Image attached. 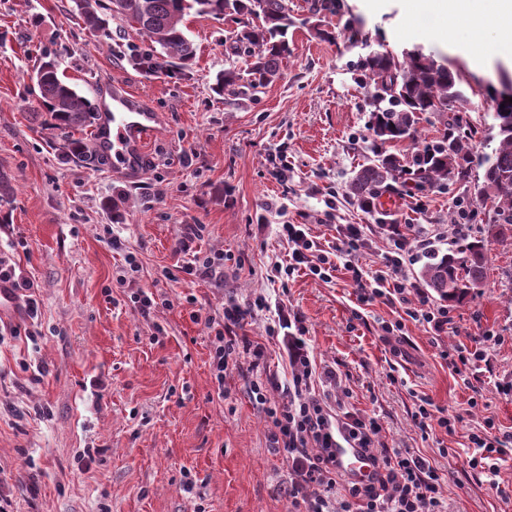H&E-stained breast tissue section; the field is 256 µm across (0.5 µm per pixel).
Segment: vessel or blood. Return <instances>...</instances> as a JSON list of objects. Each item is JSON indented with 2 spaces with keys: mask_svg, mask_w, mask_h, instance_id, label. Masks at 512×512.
<instances>
[{
  "mask_svg": "<svg viewBox=\"0 0 512 512\" xmlns=\"http://www.w3.org/2000/svg\"><path fill=\"white\" fill-rule=\"evenodd\" d=\"M97 97L95 141L99 150L111 156L114 172L137 173L144 157L145 140L158 122L157 114L118 84L98 88ZM336 456L345 475L363 479L371 472V464L361 449L344 446L337 449Z\"/></svg>",
  "mask_w": 512,
  "mask_h": 512,
  "instance_id": "1",
  "label": "vessel or blood"
}]
</instances>
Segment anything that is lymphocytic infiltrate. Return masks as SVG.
Returning a JSON list of instances; mask_svg holds the SVG:
<instances>
[{
  "label": "lymphocytic infiltrate",
  "mask_w": 512,
  "mask_h": 512,
  "mask_svg": "<svg viewBox=\"0 0 512 512\" xmlns=\"http://www.w3.org/2000/svg\"><path fill=\"white\" fill-rule=\"evenodd\" d=\"M334 241L312 239L305 225L282 224L278 235L288 245L285 258L271 267L274 278L298 274L323 281L332 280L338 258L344 265L359 304L400 305L404 317L382 322L387 336H402L405 320H412L434 335L447 332L451 323L448 308L433 304L427 293L408 274V266L427 251L430 236L425 231H403L400 225L388 228L390 248L383 268L367 277L348 257L359 250L363 227L337 226ZM262 300L225 301L221 314L195 313L209 331L210 368L216 384H223L228 369H236L246 379L248 393L263 412L267 424L270 453L287 465L285 494L293 512H448L443 478L425 457L410 452H389L381 440L382 426L372 418L347 411L344 405L330 407L314 391L316 370L306 338L303 316L276 307L269 336H282L291 369L286 385L262 378L257 370L266 358V348L251 340H238V329L248 325ZM350 439L371 462L368 481L345 477L336 459L338 438ZM473 452L468 466L487 476L497 473V460L512 444V434L498 432L493 421L471 433Z\"/></svg>",
  "instance_id": "lymphocytic-infiltrate-1"
}]
</instances>
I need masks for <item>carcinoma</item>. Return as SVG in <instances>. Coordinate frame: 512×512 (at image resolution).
<instances>
[{
    "label": "carcinoma",
    "instance_id": "carcinoma-1",
    "mask_svg": "<svg viewBox=\"0 0 512 512\" xmlns=\"http://www.w3.org/2000/svg\"><path fill=\"white\" fill-rule=\"evenodd\" d=\"M290 0H75L85 27L112 38L107 17L118 18L143 32L150 51L134 57L147 71L185 70L195 59L196 48L186 34L185 17L191 14L224 17L239 25L233 50L249 58L246 73L230 67L217 78V88L239 97L268 87L281 76V65L292 54L288 31L294 25ZM313 18L336 15L339 0H307ZM365 86L371 94L370 129L377 146L373 157L359 165L347 185L348 195L364 206L393 188L404 175L415 182L437 184L450 177L464 178L474 163L479 130L460 111L463 94L448 65L419 49L402 54L375 49L360 61ZM40 78L33 85L37 96L60 131L62 148L76 159L85 158L82 132L96 120L95 103L59 74L52 59L35 69ZM494 129L498 146L482 158L481 194L493 203L487 236L465 238L446 253L427 254L419 274L423 284L443 302L458 304L480 288L486 277L489 237L512 230V103L494 94ZM437 112L446 116L439 144L425 151L408 167L404 160L383 149L386 144L418 134L420 116Z\"/></svg>",
    "mask_w": 512,
    "mask_h": 512
}]
</instances>
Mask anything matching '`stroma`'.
I'll list each match as a JSON object with an SVG mask.
<instances>
[{
    "instance_id": "35a3bbf8",
    "label": "stroma",
    "mask_w": 512,
    "mask_h": 512,
    "mask_svg": "<svg viewBox=\"0 0 512 512\" xmlns=\"http://www.w3.org/2000/svg\"><path fill=\"white\" fill-rule=\"evenodd\" d=\"M293 9V52L280 79L232 99L215 90L224 69L247 68L230 52V20L187 16L191 67L148 73L132 63L147 38L118 19L103 45L73 0H0V173L13 187L0 201V261L32 281L38 304L33 314L21 301L0 314L7 512H289L286 467L268 450L245 379L228 375V395L218 398L208 331L191 318L221 308L225 297L259 294L303 315L316 360L335 369L350 411L383 425L387 447L421 454L444 473L448 512H512V452L493 480L466 464L467 435L485 418L512 431V397L495 388L512 382V234L491 238L485 282L451 307L447 334L409 321L396 345L383 340L380 324L397 319L398 309L359 308L344 271L329 282L297 276L284 291L267 279L271 260L285 253L281 224L307 225L322 241L337 225H363L356 257L371 275L387 248V225L449 227L464 199L474 208L471 234H484L492 214L479 167L441 185L399 187L389 207L370 213L347 196L373 146L358 65L381 44L447 59L467 97L462 109L482 132L477 151L489 154L498 145L489 87L512 78V49L471 61L462 47L467 29L440 40L439 19L407 17L400 0H342L324 26L360 18L363 39L354 44L314 38L306 0ZM46 56L80 92L120 82L159 113L138 175L113 173L91 132L82 135L89 160L61 149L31 91ZM187 224L205 227L193 250L231 254L242 265L238 277L183 272ZM130 253L142 263L135 274L124 260ZM140 289L169 296L173 307L141 315L129 300ZM159 330L161 343H151ZM486 330L501 341L489 351L492 378L476 394L471 374L452 371L440 352L471 346ZM423 397L462 415L455 432L413 428Z\"/></svg>"
}]
</instances>
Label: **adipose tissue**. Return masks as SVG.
<instances>
[{
  "label": "adipose tissue",
  "instance_id": "adipose-tissue-1",
  "mask_svg": "<svg viewBox=\"0 0 512 512\" xmlns=\"http://www.w3.org/2000/svg\"><path fill=\"white\" fill-rule=\"evenodd\" d=\"M408 15H432L442 20V33H453L469 22L473 33L493 28L501 46H512V0H403Z\"/></svg>",
  "mask_w": 512,
  "mask_h": 512
}]
</instances>
